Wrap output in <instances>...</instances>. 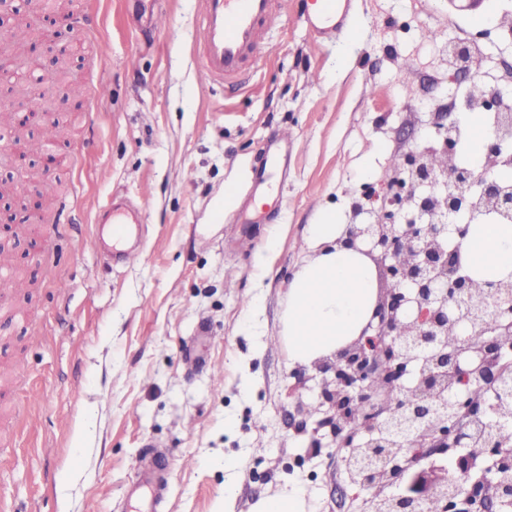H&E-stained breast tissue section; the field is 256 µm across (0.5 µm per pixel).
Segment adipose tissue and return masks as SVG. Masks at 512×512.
Here are the masks:
<instances>
[{
  "instance_id": "1",
  "label": "adipose tissue",
  "mask_w": 512,
  "mask_h": 512,
  "mask_svg": "<svg viewBox=\"0 0 512 512\" xmlns=\"http://www.w3.org/2000/svg\"><path fill=\"white\" fill-rule=\"evenodd\" d=\"M346 230L335 212L310 225L316 252L298 270L288 292L283 333L289 366H307L353 342L369 323L378 298L374 262L338 247ZM466 266L483 279L512 273V224H473L461 244Z\"/></svg>"
}]
</instances>
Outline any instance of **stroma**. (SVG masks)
Listing matches in <instances>:
<instances>
[{
    "label": "stroma",
    "instance_id": "1",
    "mask_svg": "<svg viewBox=\"0 0 512 512\" xmlns=\"http://www.w3.org/2000/svg\"><path fill=\"white\" fill-rule=\"evenodd\" d=\"M130 3L87 0L98 37L70 28L86 85L108 93L94 126L71 114L62 167L43 175L82 185L51 255L43 224L17 241L39 325L0 320V512H137L127 491L154 455L159 512H224L228 490L233 512L285 490L305 512H363L316 426L317 367L288 365V289L322 210L350 223L392 161L436 139L449 103L512 83V35L448 0H353L349 31L317 41L305 0H283L263 65L220 89L194 63L198 0ZM477 35L479 77L449 82L445 42ZM279 130L288 177L262 218L237 223L243 200L226 190L248 187ZM145 188L138 259L105 262L88 244L96 210ZM190 356L204 367L188 370Z\"/></svg>",
    "mask_w": 512,
    "mask_h": 512
}]
</instances>
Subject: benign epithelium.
<instances>
[{"instance_id":"7a95c632","label":"benign epithelium","mask_w":512,"mask_h":512,"mask_svg":"<svg viewBox=\"0 0 512 512\" xmlns=\"http://www.w3.org/2000/svg\"><path fill=\"white\" fill-rule=\"evenodd\" d=\"M42 34L23 56L0 49V79L20 71L48 72L43 53L56 60L59 32L37 20ZM448 66L475 76L483 58L464 41L448 39ZM45 83L32 80L14 108L16 122L38 129L47 122L39 101ZM458 119L442 124L443 144L414 152L379 181L360 223L347 225L339 244L372 257L392 288L378 299L374 322L334 360L325 374L318 407L336 447L349 450L350 483L371 493L366 512H460L466 498L512 504V453L494 437L474 445L470 424L490 417V406L469 389L502 393L512 376V275L485 285L471 303V278L455 237L488 215H512V189L497 177L498 159L512 145V112H499L479 166L453 162ZM452 160L435 168L431 156ZM35 165L24 147L0 137V195L30 196L26 173ZM453 331L458 346L448 350ZM362 411L360 427L352 413ZM465 448L458 459L464 490L450 492L437 475L434 455Z\"/></svg>"}]
</instances>
